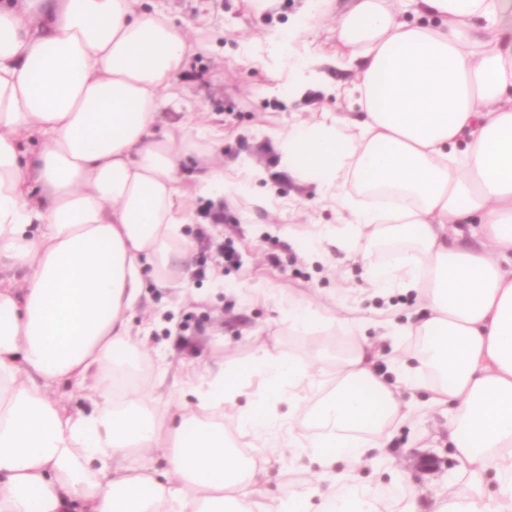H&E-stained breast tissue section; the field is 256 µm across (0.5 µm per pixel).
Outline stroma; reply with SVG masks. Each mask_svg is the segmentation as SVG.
<instances>
[{"mask_svg":"<svg viewBox=\"0 0 512 512\" xmlns=\"http://www.w3.org/2000/svg\"><path fill=\"white\" fill-rule=\"evenodd\" d=\"M155 3L176 24L207 42L173 80L184 92V111L196 115L195 146L183 151L178 161L193 211L211 201L194 178L197 151L208 145L210 127L224 132L220 151L225 169L248 163L264 177L246 192L225 195L224 221L208 230L214 240L233 241L240 268L197 279L194 271L202 253L196 248L182 263V285L163 287L152 274H145L144 295L131 321L145 341L146 373L171 410L180 412L195 403L182 388L186 377L243 362L266 348L306 365L322 383L312 393L320 398L333 385L336 358L347 349L349 337L337 327L317 335L290 332L283 321L289 301L307 297L336 318L344 317L350 307L369 319L382 310L402 320L418 309L411 293L398 291L387 301L369 298L362 266L346 252L332 251L325 265L308 260L318 228L339 225L341 219L335 208L320 201L315 185L298 184L279 167L276 135L286 133L296 116L319 119L348 111L349 103L338 91L350 85L355 74L321 62L303 70L300 81L308 87L299 90V81L278 75L268 56L267 39L299 25L300 49L322 57L336 44L337 21L352 0H328L324 15L314 18L305 16V0H275L261 12L249 0ZM269 187L276 192L277 205L270 210L253 205L254 194ZM273 255L280 266L270 263ZM365 337L373 346L377 367L384 370L409 357L419 344L417 338L385 336L371 326ZM410 398L415 411L408 421L390 426L385 459L370 458L355 467L340 462L335 467L339 473L354 470L375 490L385 512H405L415 496L449 484L459 467L448 440L446 408L432 404L422 390ZM261 454L265 462L255 477V499L268 503L318 485L320 470L312 454L296 457L284 448H265Z\"/></svg>","mask_w":512,"mask_h":512,"instance_id":"stroma-1","label":"stroma"}]
</instances>
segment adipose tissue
<instances>
[{"mask_svg":"<svg viewBox=\"0 0 512 512\" xmlns=\"http://www.w3.org/2000/svg\"><path fill=\"white\" fill-rule=\"evenodd\" d=\"M393 2L355 0L338 23L359 112L298 119L278 150L342 218L316 232L313 256L354 254L373 296L414 293L424 319L381 325L419 348L379 374L364 318L301 297L289 331L355 338L331 391L301 411L312 375L261 349L190 381L196 403L176 415L148 400L130 314L144 266L172 282L191 247L187 142L162 113L179 109L172 81L200 45L151 0H0V512H310L307 492L247 498L246 449L280 446L314 449L329 482L320 512H381L352 468L332 467L387 447V426L412 414L405 389L447 406L467 477L434 494L433 512H512V0H404L413 23ZM200 159L199 183L219 196L260 175H226L214 145ZM383 240L395 246L379 257ZM254 378L263 393L228 432L225 410ZM70 382L88 412L57 396ZM152 449L166 471L129 466Z\"/></svg>","mask_w":512,"mask_h":512,"instance_id":"1","label":"adipose tissue"}]
</instances>
